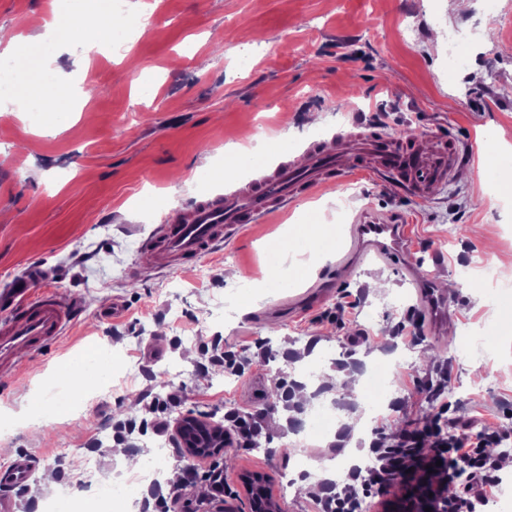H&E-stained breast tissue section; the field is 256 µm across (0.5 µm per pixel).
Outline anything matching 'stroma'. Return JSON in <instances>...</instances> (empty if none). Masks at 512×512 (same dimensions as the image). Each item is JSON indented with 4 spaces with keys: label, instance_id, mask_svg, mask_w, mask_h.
Instances as JSON below:
<instances>
[{
    "label": "stroma",
    "instance_id": "obj_1",
    "mask_svg": "<svg viewBox=\"0 0 512 512\" xmlns=\"http://www.w3.org/2000/svg\"><path fill=\"white\" fill-rule=\"evenodd\" d=\"M498 9L492 20L484 0L457 17L445 0H159L157 32L133 35L127 54L102 47L85 59L57 57L63 78L81 90V111L51 128L0 111V288L36 263L43 289L81 304L63 336L18 355L13 386L0 394V417L18 424L0 469L33 457L28 482L43 490L38 501L20 491V512H44L65 490L90 501L95 487L131 479L113 439L85 476L86 444L107 423L140 416L144 393L175 390L181 401L170 415L178 420L217 425L229 408L264 413L255 447L231 445L214 458L227 480L215 502L220 512H249L241 482L249 472L268 476L279 512H306L310 494L287 483L296 461L315 465L344 448L298 433L303 414L274 428L287 410L272 382L294 384L296 353L325 370L365 357L387 368L395 398L376 408L373 434L425 421L429 406L413 389L440 366L450 421L476 431L500 424L512 434V289L491 295L473 275L449 294V314L437 324L397 267L338 264L353 226L371 216L401 224L409 258L439 282L455 279L461 265L512 257L503 187L512 177V0H498ZM437 28L475 41L465 67L449 69L446 45L432 40ZM130 56L138 68L128 67ZM362 116L394 134L414 127L429 149L440 138L474 153L426 197L349 174L336 190L295 201L276 222L246 226L195 267L141 269L136 234L222 192L225 182H250L252 170L236 168L239 157L259 155L272 168ZM311 222L340 226L335 245L299 240L287 256L271 253L293 225ZM237 270L249 287L238 288ZM324 278L335 286L319 305L291 307ZM374 278L389 281L390 292L374 293ZM232 287L235 314L216 322ZM487 322L496 341L458 356L460 332ZM218 339L251 361L246 375L208 366L206 350ZM98 345L117 361L111 391L88 393L78 414L45 408L35 424V400L53 373ZM260 345L267 357L257 365Z\"/></svg>",
    "mask_w": 512,
    "mask_h": 512
}]
</instances>
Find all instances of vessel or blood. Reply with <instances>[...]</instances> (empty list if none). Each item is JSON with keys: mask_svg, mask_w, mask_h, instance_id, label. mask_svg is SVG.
Listing matches in <instances>:
<instances>
[{"mask_svg": "<svg viewBox=\"0 0 512 512\" xmlns=\"http://www.w3.org/2000/svg\"><path fill=\"white\" fill-rule=\"evenodd\" d=\"M462 161L457 147L440 142L434 153L422 151L416 144H397L381 131L337 133L329 140L309 146L304 164L291 160L261 173L248 186L230 188L224 193L194 202L187 207L180 223L155 225L138 245L140 259L159 263L168 256L179 257L183 268L193 267L212 250L223 247L226 238L237 235L248 224L260 223L286 212L291 200L334 189L338 176L350 171L394 174L401 185L417 196L426 195L445 182L453 167ZM357 244L348 260L363 262L375 255L384 261H398L403 276H411L412 267L402 244L399 225L378 220L356 227ZM40 266L29 265L0 297L5 313L0 316V375L10 374L16 354L41 350L47 341L62 336L73 320L74 306L51 293L34 294L33 285L41 283ZM420 297L435 316L446 312L447 303L430 281L417 283ZM35 467L32 457L22 456L0 471L5 491L23 486ZM0 494V512H14L12 497Z\"/></svg>", "mask_w": 512, "mask_h": 512, "instance_id": "obj_1", "label": "vessel or blood"}]
</instances>
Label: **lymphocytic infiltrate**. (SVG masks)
Instances as JSON below:
<instances>
[{
	"label": "lymphocytic infiltrate",
	"mask_w": 512,
	"mask_h": 512,
	"mask_svg": "<svg viewBox=\"0 0 512 512\" xmlns=\"http://www.w3.org/2000/svg\"><path fill=\"white\" fill-rule=\"evenodd\" d=\"M445 388L442 379L433 386L432 412L423 425L389 438L377 436L371 448L374 466L352 470L350 483L314 497L312 512H368L388 485L399 479L415 480L432 466L458 488L457 493L439 498L437 512H482L500 483V461L490 448L502 437L450 427L448 405L441 399Z\"/></svg>",
	"instance_id": "lymphocytic-infiltrate-1"
}]
</instances>
